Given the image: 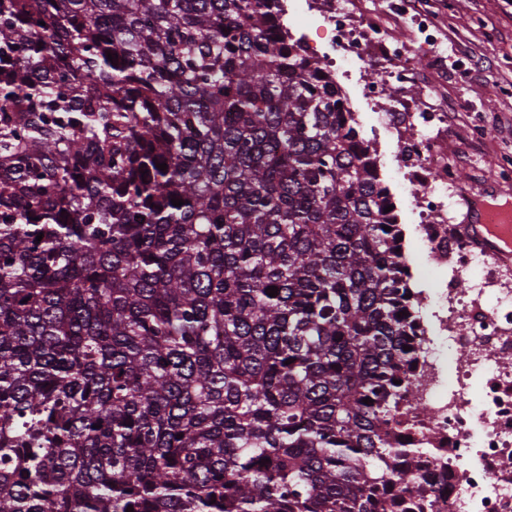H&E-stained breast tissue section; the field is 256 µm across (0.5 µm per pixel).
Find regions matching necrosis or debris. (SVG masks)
<instances>
[{"instance_id": "necrosis-or-debris-1", "label": "necrosis or debris", "mask_w": 512, "mask_h": 512, "mask_svg": "<svg viewBox=\"0 0 512 512\" xmlns=\"http://www.w3.org/2000/svg\"><path fill=\"white\" fill-rule=\"evenodd\" d=\"M318 5L332 55L363 62L383 57L400 83L416 78L414 47L392 40L386 26L395 0L362 18L348 0ZM379 121L421 164L416 246L437 276L435 288L420 296L427 321L418 369L421 408L402 417L405 436L439 451L421 459L430 487L422 512H512V273L446 222L457 191L455 169L442 150L447 112L404 99Z\"/></svg>"}]
</instances>
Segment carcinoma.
<instances>
[{"label":"carcinoma","mask_w":512,"mask_h":512,"mask_svg":"<svg viewBox=\"0 0 512 512\" xmlns=\"http://www.w3.org/2000/svg\"><path fill=\"white\" fill-rule=\"evenodd\" d=\"M340 101L276 0H0V512L418 506L420 293Z\"/></svg>","instance_id":"cac0c4a2"}]
</instances>
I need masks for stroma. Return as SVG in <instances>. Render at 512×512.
Instances as JSON below:
<instances>
[{
    "mask_svg": "<svg viewBox=\"0 0 512 512\" xmlns=\"http://www.w3.org/2000/svg\"><path fill=\"white\" fill-rule=\"evenodd\" d=\"M428 2L429 24H422L414 9L388 17L391 36L412 42L420 51L423 64L412 91L390 81L388 96L373 102L363 97L362 83L370 74L386 72V61H353L336 68V80L352 101L362 136L375 141L378 172L396 199L409 252L414 249V228L419 222L411 204L417 187L405 178L401 141L374 127L375 110H392L397 98L407 92L424 105L448 107L446 154L456 165L461 193L454 216L461 227L472 221L471 198L500 199L504 185L495 174L496 160L501 151L512 150V0ZM475 122L488 130L479 145L466 136L467 126Z\"/></svg>",
    "mask_w": 512,
    "mask_h": 512,
    "instance_id": "35a3bbf8",
    "label": "stroma"
}]
</instances>
